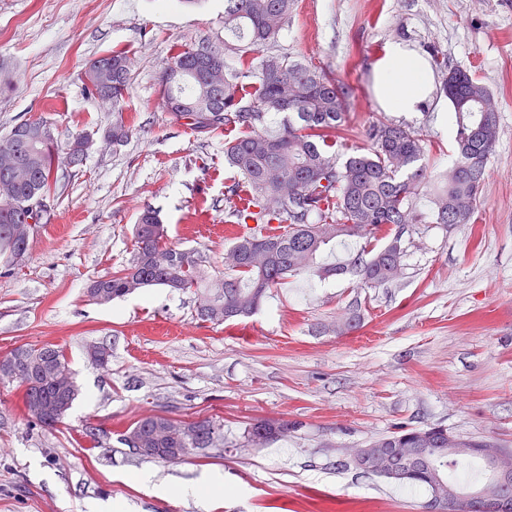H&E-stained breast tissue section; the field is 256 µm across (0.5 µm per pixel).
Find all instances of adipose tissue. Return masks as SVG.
Segmentation results:
<instances>
[{
  "instance_id": "obj_1",
  "label": "adipose tissue",
  "mask_w": 512,
  "mask_h": 512,
  "mask_svg": "<svg viewBox=\"0 0 512 512\" xmlns=\"http://www.w3.org/2000/svg\"><path fill=\"white\" fill-rule=\"evenodd\" d=\"M374 90L388 112L421 111L432 92V80L423 58L409 46L392 42L373 65Z\"/></svg>"
}]
</instances>
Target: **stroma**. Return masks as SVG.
Segmentation results:
<instances>
[{
    "label": "stroma",
    "instance_id": "obj_1",
    "mask_svg": "<svg viewBox=\"0 0 512 512\" xmlns=\"http://www.w3.org/2000/svg\"><path fill=\"white\" fill-rule=\"evenodd\" d=\"M224 39V0H0V137L43 116L58 143L72 133L98 143L82 166L59 168L58 218L40 227L21 269L0 265V357L24 344L63 346L81 395L63 424L29 427L18 382H0V512H422L424 492L366 475L351 451L394 426L438 425L461 439L512 449V0H295L277 42L231 66L275 53L311 62L353 90L343 153L389 120L431 141L434 171L455 158L442 121L450 104L434 90L413 116L385 112L371 67L386 44L469 70L499 100L498 142L474 223L409 224L401 276L381 288L355 280L289 278L254 316L214 326L197 320L192 293L153 288L104 307L90 279L133 255L132 230L159 211L172 244L221 265L236 218L224 161L230 128L198 136L171 123L159 97L163 62L181 45ZM122 50L131 61L120 107L86 95L80 74ZM131 126L118 147L103 136ZM361 305V326L326 327ZM103 342L112 363L92 366L85 346ZM210 418L224 448L178 462L141 460L118 441L147 414ZM257 418L294 423L286 439L242 447ZM99 425V441L82 432ZM154 475L155 488L137 476ZM223 493L188 489L207 473Z\"/></svg>",
    "mask_w": 512,
    "mask_h": 512
}]
</instances>
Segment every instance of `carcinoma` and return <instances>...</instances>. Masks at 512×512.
<instances>
[{
    "mask_svg": "<svg viewBox=\"0 0 512 512\" xmlns=\"http://www.w3.org/2000/svg\"><path fill=\"white\" fill-rule=\"evenodd\" d=\"M294 0H224V42L207 40L184 45L165 62L160 85L170 120L196 134L227 127L240 134L224 143V160L253 193L258 211H236L256 226L237 237L224 253V269L210 270L194 249L168 243V229L147 209L134 228L129 264L91 280L90 301L108 306L147 288L192 291L196 319L222 325L255 315L271 289L290 276L319 279L351 275L362 288H381L402 271L405 250L401 230L407 224L474 223L481 207V188L498 139V102L469 71L448 69L435 55L442 90L455 117L456 159L450 171L436 177L423 164L427 143L418 131L395 123H375L366 132L368 147L345 159L336 151L346 123L352 89L333 73L286 55L268 56L255 67L235 69L226 54L257 50L277 40ZM255 84L254 99L245 103L244 82ZM85 91L120 104L129 91L128 55L114 51L90 60L84 68ZM270 112L281 115L280 128L266 124ZM83 133L71 136L64 156L54 139L36 141L26 121L0 138V260L18 269L16 254L29 253L28 212L22 204L51 194L59 163L78 167L86 155L79 149ZM283 232L269 234L272 222ZM362 241L347 261L325 263L322 252L336 239ZM0 380L20 382L24 416L31 427L62 423L79 396L66 351L56 344L23 345L0 357ZM283 421L260 419L245 429V446L264 448L279 439ZM441 426L399 427L372 442L379 448H421L414 461L404 454L380 462L378 476L400 467L402 486L419 487L443 501V512H463L461 502L497 481L491 475L468 491L448 478V466L460 459L489 463L480 452H448ZM119 443L140 459L175 460L199 448L224 447V426L211 420L183 421L161 414L144 416L119 436Z\"/></svg>",
    "mask_w": 512,
    "mask_h": 512,
    "instance_id": "cac0c4a2",
    "label": "carcinoma"
}]
</instances>
